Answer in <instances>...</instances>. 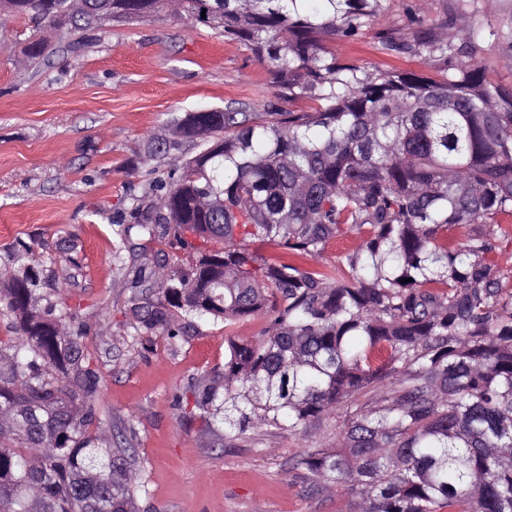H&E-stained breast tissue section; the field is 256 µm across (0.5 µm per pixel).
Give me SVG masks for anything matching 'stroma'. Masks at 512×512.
<instances>
[{
  "label": "stroma",
  "mask_w": 512,
  "mask_h": 512,
  "mask_svg": "<svg viewBox=\"0 0 512 512\" xmlns=\"http://www.w3.org/2000/svg\"><path fill=\"white\" fill-rule=\"evenodd\" d=\"M417 7L432 26L448 0H384L356 39L336 42L337 58L370 72L445 78L438 63L376 48L383 28L413 36ZM458 25L486 31L478 56L487 77L512 85V0H462ZM32 33L21 17L0 27V273L12 271L17 241L44 243L42 260L87 326L102 402L135 432L148 490L141 512H355L356 496L316 493L302 479L304 449L334 444V419L229 444L222 424L183 418L173 404L175 393L223 367L225 334L261 335L264 318L228 328L197 321L176 341L135 340L121 324L126 274L162 256L141 238L114 262L115 225L133 223L135 208L154 201L153 182L194 154L185 143L153 159L149 143L171 137L189 112L262 111L275 90L267 67L222 31L166 13L108 24L77 48L57 35L52 54L26 66L19 58Z\"/></svg>",
  "instance_id": "1"
}]
</instances>
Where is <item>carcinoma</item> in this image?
<instances>
[{
	"instance_id": "cac0c4a2",
	"label": "carcinoma",
	"mask_w": 512,
	"mask_h": 512,
	"mask_svg": "<svg viewBox=\"0 0 512 512\" xmlns=\"http://www.w3.org/2000/svg\"><path fill=\"white\" fill-rule=\"evenodd\" d=\"M0 0V19L57 28L73 45L103 25L171 13L253 51L290 100L314 112L209 109L178 140L199 151L137 210L148 241L192 255L127 280L122 325L176 338L195 319L267 318L251 340L224 336V368L190 386L189 418L297 435L336 419L335 449H307L308 483L348 491L357 512H512V86L488 81L481 29L456 12L410 39L377 32L387 54L452 76L370 73L325 38L353 39L384 0ZM50 43L23 47L37 63ZM480 224L456 249L448 230ZM359 243L322 263L341 236ZM274 252H268V249ZM0 277V512H140L147 484L131 439L112 433L101 375L64 291L34 245ZM408 278L410 282H402Z\"/></svg>"
}]
</instances>
